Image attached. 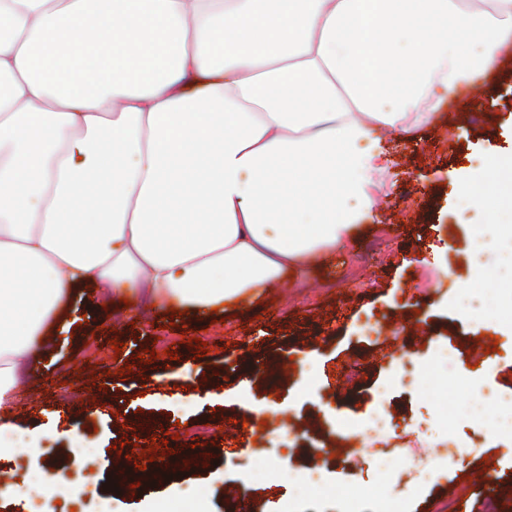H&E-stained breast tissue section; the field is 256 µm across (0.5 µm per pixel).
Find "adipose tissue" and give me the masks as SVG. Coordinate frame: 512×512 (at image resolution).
<instances>
[{"label":"adipose tissue","mask_w":512,"mask_h":512,"mask_svg":"<svg viewBox=\"0 0 512 512\" xmlns=\"http://www.w3.org/2000/svg\"><path fill=\"white\" fill-rule=\"evenodd\" d=\"M511 52L512 0H0V438L65 292L256 306ZM455 189L512 236V152Z\"/></svg>","instance_id":"ef3b65f1"}]
</instances>
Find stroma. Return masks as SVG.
<instances>
[{"mask_svg": "<svg viewBox=\"0 0 512 512\" xmlns=\"http://www.w3.org/2000/svg\"><path fill=\"white\" fill-rule=\"evenodd\" d=\"M472 90L478 110L447 98L409 133L376 128L390 184L344 248L286 275L260 312L232 309L213 323L139 297L104 308L87 292L64 295L41 353L19 368L10 416L32 447L0 459V512H27L8 486L54 465L83 488L55 512H144L165 497L186 508L204 501L207 512H381L387 502L440 512L451 500L485 512L492 497L512 512V444L495 428L512 405V329L457 306L461 286L480 281L479 265L511 256L512 241L493 232L476 240L484 212L460 211L449 197L463 168L512 149V55ZM151 348L157 357L144 363ZM270 359L288 367L274 383ZM354 364L358 382L342 386ZM466 391L492 396L487 418L458 412ZM242 394L265 407L262 423L244 426ZM379 411L396 427L399 453L353 454L345 432H365ZM147 414L157 424L141 437ZM154 442L169 453L138 469ZM78 448L96 454L78 460ZM175 454L194 455V465L155 481ZM119 461L137 491L104 490Z\"/></svg>", "mask_w": 512, "mask_h": 512, "instance_id": "obj_1", "label": "stroma"}]
</instances>
